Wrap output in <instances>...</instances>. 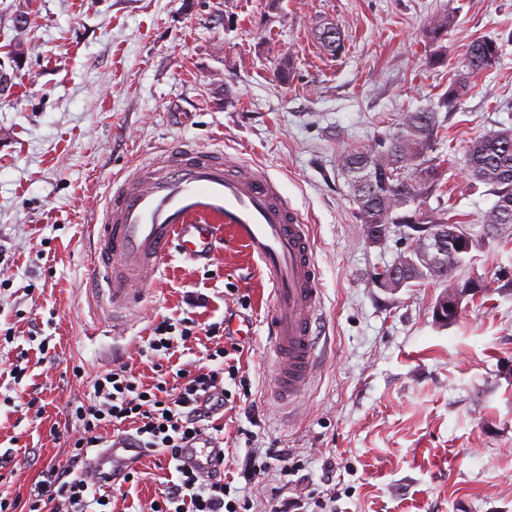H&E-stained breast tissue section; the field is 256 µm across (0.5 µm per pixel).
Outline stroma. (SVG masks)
Wrapping results in <instances>:
<instances>
[{"mask_svg": "<svg viewBox=\"0 0 512 512\" xmlns=\"http://www.w3.org/2000/svg\"><path fill=\"white\" fill-rule=\"evenodd\" d=\"M456 16L447 62L433 68L425 24ZM25 56L0 97V451H12L0 493L25 491L67 447L49 434L67 404L85 400L114 360L143 382L155 368L146 340L161 318L200 292L199 323L253 320L236 358L244 385L225 381L224 456L281 447L305 465L309 512H512V235L483 233L493 196L465 163L476 138L512 128V0H31ZM334 26L335 56L318 38ZM498 40L500 65L472 78L444 122L448 195L480 233L459 280L484 293L438 324L440 282L390 293L375 267L406 249L403 234L366 242L341 156L388 132L397 114L426 107L464 71L467 44ZM287 83L274 76L281 57ZM181 142L222 152L274 180L309 226L320 271L318 359L293 401L274 394L266 316L271 287L231 238L209 262L171 253L138 298L114 314L88 269L114 179ZM37 320L47 354L28 339ZM31 368L10 371L20 351ZM39 390L43 414L16 412ZM141 483L112 512H142L168 471L143 458Z\"/></svg>", "mask_w": 512, "mask_h": 512, "instance_id": "35a3bbf8", "label": "stroma"}]
</instances>
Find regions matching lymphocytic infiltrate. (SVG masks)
Segmentation results:
<instances>
[{
    "instance_id": "lymphocytic-infiltrate-1",
    "label": "lymphocytic infiltrate",
    "mask_w": 512,
    "mask_h": 512,
    "mask_svg": "<svg viewBox=\"0 0 512 512\" xmlns=\"http://www.w3.org/2000/svg\"><path fill=\"white\" fill-rule=\"evenodd\" d=\"M221 326L201 328L193 314L173 320L161 319L147 339L156 362L154 383H143L128 365L118 363L98 377L88 400L69 404L67 416L82 429L80 435L63 436L51 427L54 438L68 447L65 464L43 467L26 493L0 495V512H106L114 493L139 481V469L123 474L118 483L100 484L89 470L88 451L106 447L109 430L131 434L141 442L145 456L163 457L175 470L163 492L153 498L149 512H250L246 499L224 469L208 476L177 466L181 448L203 435L220 437L224 430L222 413L230 403L225 380H237L239 369L228 348L210 349L208 365L172 369L167 361L179 342L198 332L218 337Z\"/></svg>"
}]
</instances>
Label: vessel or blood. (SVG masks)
<instances>
[{"instance_id":"vessel-or-blood-1","label":"vessel or blood","mask_w":512,"mask_h":512,"mask_svg":"<svg viewBox=\"0 0 512 512\" xmlns=\"http://www.w3.org/2000/svg\"><path fill=\"white\" fill-rule=\"evenodd\" d=\"M226 231L260 263L271 285L266 324L275 389L281 398L294 399L310 379L322 288L308 225L275 181L251 166L175 143L114 180L89 276L103 282L104 305L121 310L171 250L210 257ZM217 454L215 440L203 438L181 450L180 463L204 472ZM137 458L133 442L118 436L91 467L110 473Z\"/></svg>"}]
</instances>
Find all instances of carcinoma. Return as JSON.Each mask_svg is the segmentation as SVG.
Listing matches in <instances>:
<instances>
[{"label":"carcinoma","instance_id":"carcinoma-1","mask_svg":"<svg viewBox=\"0 0 512 512\" xmlns=\"http://www.w3.org/2000/svg\"><path fill=\"white\" fill-rule=\"evenodd\" d=\"M455 26V15L437 12L425 27L427 42L437 50L430 57L432 65L447 59L443 41ZM502 48L489 38L475 39L467 45L466 73L448 84V90L429 108L402 112L392 129L372 143L348 150L341 159V168L353 191L358 215L363 224H387L389 232L407 227L415 238L427 232V226L446 224L452 228L444 246L430 256L432 267L420 270V258L414 251L405 255L410 273L403 284L414 288L428 281H439L448 271L465 265L478 239L452 215V209L430 208L428 201L446 189L447 166L437 154L440 130L439 112L453 109L469 89V79L492 70L500 61ZM466 166L474 180L489 187L495 197L485 213L486 229L512 226V130L495 132L470 143ZM468 245L461 247L459 240Z\"/></svg>","mask_w":512,"mask_h":512}]
</instances>
